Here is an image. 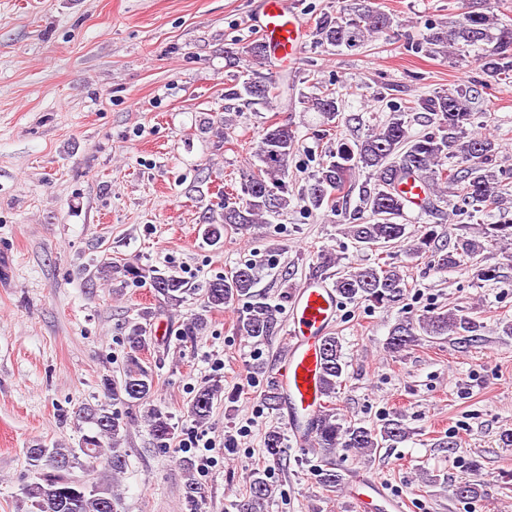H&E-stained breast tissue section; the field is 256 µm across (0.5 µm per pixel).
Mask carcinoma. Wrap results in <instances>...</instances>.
Listing matches in <instances>:
<instances>
[{
    "mask_svg": "<svg viewBox=\"0 0 512 512\" xmlns=\"http://www.w3.org/2000/svg\"><path fill=\"white\" fill-rule=\"evenodd\" d=\"M392 23L389 14L368 5V0H359L350 8L322 14L314 23L312 35L324 47L352 51L384 33ZM469 46L482 47L479 65L485 86L512 79V24L501 22L491 10H471L446 25L434 26L426 45L413 43L410 49L446 55ZM245 57V70L231 75L232 84L224 92V98H244L249 105L268 107L280 94L263 73L268 60L265 42L254 40L248 45ZM472 100V89L467 86L418 99L412 110L423 112L432 126L431 131L420 136L409 131V113L394 111L381 125L369 130L362 140L352 145L337 141L336 152L315 171L307 187L297 193L290 189L287 181L288 158L294 153L296 133L286 125H268L261 131L254 151L258 172L251 169L244 172L240 192L233 196L224 194V199L218 203L220 211L202 217L201 223L205 225L203 239L210 245H217L225 231L266 224L267 216L288 210L295 200L304 204L307 211L323 207L334 209L337 202L356 191V213L345 227V235L365 248L396 247L408 239L407 225L398 222L406 208L399 185L406 180H416L427 187L426 209L430 211L437 209V201L449 197L471 204L477 211L512 206V194L496 174L499 143L467 130L473 117ZM299 104L306 112L319 113L329 126L342 112V100L324 91L314 96H301ZM359 169L369 171L371 182L358 187L353 176ZM439 238L436 226L426 225L414 237L406 253L413 257L430 255L437 258L441 268H454L474 259L487 244L504 251L512 248V224H483L477 235L471 232L470 225L462 224L449 247L438 245ZM337 265L339 260L325 251L318 255L311 276L324 275ZM114 273L136 282L150 280L155 293L175 306L184 302L186 296L201 292L200 311L192 315L181 332L190 339L206 330L207 313L236 302H245L236 321L238 335L259 341L274 333L282 313V308L268 304L255 294L257 265L251 262L234 267L207 282L200 290L188 286V282L174 272L130 263L114 266L104 261L100 264L98 274L101 279L110 281ZM333 285L343 300L365 301L377 308L396 305L406 290L400 266L388 260L338 270ZM483 329V323L477 318L450 307L416 320H399L389 331L386 349L393 354L400 353L423 336L439 337L452 333L473 337L481 335ZM146 333L147 327L140 323L130 327L129 351L121 380L104 382L105 396L114 405L121 404L130 409L149 401L154 393L153 370L140 358L147 343ZM320 366L322 396L332 399L342 386L345 367L337 337L324 339ZM221 391L217 381L197 391L190 405V414L196 423L207 422ZM74 417L87 425L80 429L78 447L38 443L26 449L30 465L39 470V476L38 480L20 488V501L25 512H115L117 480L127 467L126 454L119 445L130 422L104 405L81 407L74 412ZM146 422L159 447H167L168 441L175 436L169 412L154 406L148 411ZM312 433V448L319 450L321 456L316 477L328 490L342 480L336 467L338 450H354L362 457H369L380 448L403 441L409 430L399 415L387 419L379 428L356 426L339 417L335 409L324 406L312 422ZM264 448L268 456L281 459L284 446L280 432H268ZM100 465L103 470L91 482L74 475L76 468L95 471ZM180 465L186 478V508L189 512H198L201 487L190 461L183 459ZM270 493L271 488L263 478L253 479L249 493L237 504L238 512H258ZM480 495L478 484L469 481L461 482L453 489V496L460 500H471Z\"/></svg>",
    "mask_w": 512,
    "mask_h": 512,
    "instance_id": "obj_1",
    "label": "carcinoma"
}]
</instances>
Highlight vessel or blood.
I'll list each match as a JSON object with an SVG mask.
<instances>
[{"label": "vessel or blood", "instance_id": "vessel-or-blood-1", "mask_svg": "<svg viewBox=\"0 0 512 512\" xmlns=\"http://www.w3.org/2000/svg\"><path fill=\"white\" fill-rule=\"evenodd\" d=\"M255 26L277 58L294 56L305 27L288 0H261ZM341 300L333 285L322 278L308 279L297 291L288 318L287 354L272 380L282 396L289 429L298 445L311 442V424L323 405L320 394V349L337 321ZM347 495L358 512H404L401 500L390 496L374 478L352 475Z\"/></svg>", "mask_w": 512, "mask_h": 512}]
</instances>
